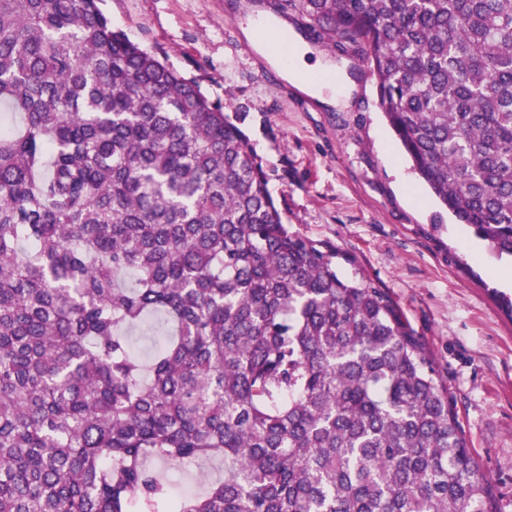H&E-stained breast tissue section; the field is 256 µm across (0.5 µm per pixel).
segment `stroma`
<instances>
[{
    "mask_svg": "<svg viewBox=\"0 0 512 512\" xmlns=\"http://www.w3.org/2000/svg\"><path fill=\"white\" fill-rule=\"evenodd\" d=\"M277 0H103L114 29L194 81L267 166L290 231L345 254L339 269L386 288L448 386L497 512H512V257L498 256L413 171L353 49L285 16L356 89L336 108L284 80L249 41Z\"/></svg>",
    "mask_w": 512,
    "mask_h": 512,
    "instance_id": "stroma-1",
    "label": "stroma"
}]
</instances>
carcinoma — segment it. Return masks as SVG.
<instances>
[{
	"label": "carcinoma",
	"mask_w": 512,
	"mask_h": 512,
	"mask_svg": "<svg viewBox=\"0 0 512 512\" xmlns=\"http://www.w3.org/2000/svg\"><path fill=\"white\" fill-rule=\"evenodd\" d=\"M101 2L0 0V512H492L388 291L288 229L242 129ZM279 7L359 47L413 169L512 256V0ZM203 459L224 479L175 500L155 465ZM166 329V325L159 318L149 319L143 326L131 333L132 340L137 349L145 356L152 350V336H159Z\"/></svg>",
	"instance_id": "1"
}]
</instances>
